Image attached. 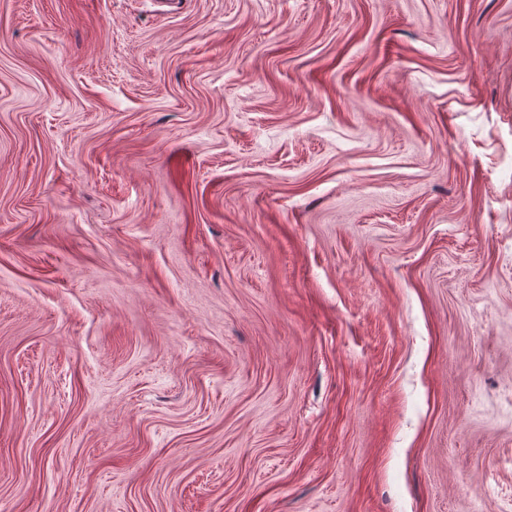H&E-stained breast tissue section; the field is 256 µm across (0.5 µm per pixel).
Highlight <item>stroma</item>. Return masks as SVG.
<instances>
[{
    "label": "stroma",
    "mask_w": 512,
    "mask_h": 512,
    "mask_svg": "<svg viewBox=\"0 0 512 512\" xmlns=\"http://www.w3.org/2000/svg\"><path fill=\"white\" fill-rule=\"evenodd\" d=\"M0 512H512V0H0Z\"/></svg>",
    "instance_id": "stroma-1"
}]
</instances>
